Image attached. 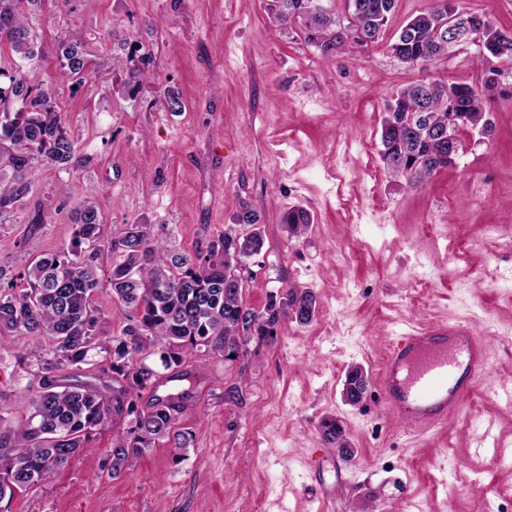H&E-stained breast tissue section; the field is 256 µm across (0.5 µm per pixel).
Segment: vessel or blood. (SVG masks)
<instances>
[{"mask_svg": "<svg viewBox=\"0 0 512 512\" xmlns=\"http://www.w3.org/2000/svg\"><path fill=\"white\" fill-rule=\"evenodd\" d=\"M488 371L484 343L465 322L405 329L380 369V404L426 427L458 412L476 380Z\"/></svg>", "mask_w": 512, "mask_h": 512, "instance_id": "b4317fda", "label": "vessel or blood"}]
</instances>
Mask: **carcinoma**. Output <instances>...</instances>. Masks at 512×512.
I'll return each mask as SVG.
<instances>
[{
    "label": "carcinoma",
    "instance_id": "1",
    "mask_svg": "<svg viewBox=\"0 0 512 512\" xmlns=\"http://www.w3.org/2000/svg\"><path fill=\"white\" fill-rule=\"evenodd\" d=\"M35 0H0V52L32 61L38 58L34 36L25 14ZM315 0H269L267 13L277 28L300 22L307 41L323 53L339 49L346 40L365 47L377 42L396 9V0H345L348 26L336 29L330 11L314 7ZM448 11V0L405 21L390 43L392 54L403 64L415 66L448 54V41L435 31L437 16ZM504 33L495 26L484 32L479 58L484 80L479 84L433 81L435 92L420 100L418 84L403 87L389 104L381 130V159L388 172L402 177L411 188L422 185L438 170L452 164L455 155L430 134L439 128L459 141L462 129L480 132L492 125L488 103L494 92L486 87L491 64L508 57L501 50ZM59 76L71 85L83 82L90 62L77 36L57 44ZM0 146L7 150L11 179L0 181V216L8 213L30 189L36 164L47 160L69 165L78 155V144L53 104V92L34 83L20 69L0 66ZM292 237H299L311 223L302 207L283 217ZM76 230L71 243L34 258L17 275L8 278L0 266V335L16 333L45 336L47 346L19 356L41 358L37 386L31 392L26 419L13 424L5 419L0 394V501L15 490L37 486L67 467L112 417H126L129 427L115 438L110 450L112 476L121 474L129 461L161 439L174 447H189L191 434L175 428L181 403L178 397H155L146 406L134 393L152 388L157 371L145 363L156 355L161 366L177 369L187 354L200 348L230 359L245 342L277 335L285 318L311 322L317 312L314 295L298 288L272 292L261 311L243 297V284H226L224 270L257 255L264 246L261 215L244 204L234 215L233 226L194 253H173L153 238L148 224H129L124 235L112 238L97 202L84 197L75 210ZM249 229L240 233L237 227ZM110 258L107 275H101L104 258ZM108 294L124 312L121 334L106 345L99 339L101 310L97 296ZM246 311L249 319L239 318ZM105 355L112 380L120 387L107 397L97 388L63 382L59 371L88 361L91 352ZM324 441L344 456L353 449L343 428L334 421L322 423Z\"/></svg>",
    "mask_w": 512,
    "mask_h": 512
}]
</instances>
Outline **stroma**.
<instances>
[{
  "mask_svg": "<svg viewBox=\"0 0 512 512\" xmlns=\"http://www.w3.org/2000/svg\"><path fill=\"white\" fill-rule=\"evenodd\" d=\"M266 0H39L28 23L43 58L31 71L58 90L61 117L82 164L36 167L30 190L0 216V265L15 275L70 242L74 210L92 193L120 236L150 225L182 252L217 238L241 205L262 216L265 247L246 259L248 305L269 292L307 288L318 311L306 325L282 321L274 339L251 340L235 360L188 357L187 379L161 371L153 395L190 391L177 427L185 453L160 442L117 477L105 465L111 420L41 485L16 491L0 512H512V59H501L489 137L463 130L448 168L423 186L390 178L380 132L396 91L423 78L473 83L479 51L411 67L387 42L347 44L328 55L302 30L269 21ZM84 42L90 72L76 91L57 72L60 38ZM149 54L131 95L113 66ZM179 93L184 111L158 103ZM313 222L289 236L284 213ZM45 221L32 223L35 211ZM471 322L489 374L462 414L427 429L384 413L376 389L352 406L347 372L375 379L406 325ZM32 336L0 342V393L14 421L29 409L37 362L17 355ZM336 419L355 450L324 442Z\"/></svg>",
  "mask_w": 512,
  "mask_h": 512,
  "instance_id": "35a3bbf8",
  "label": "stroma"
}]
</instances>
